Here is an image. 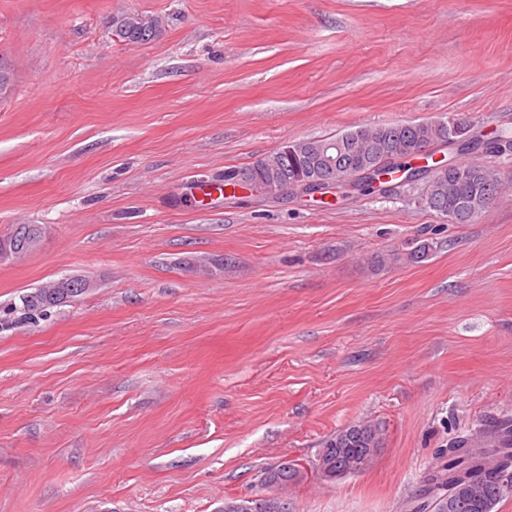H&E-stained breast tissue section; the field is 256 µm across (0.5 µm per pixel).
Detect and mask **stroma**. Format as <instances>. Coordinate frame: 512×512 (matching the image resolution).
<instances>
[{"label": "stroma", "instance_id": "obj_1", "mask_svg": "<svg viewBox=\"0 0 512 512\" xmlns=\"http://www.w3.org/2000/svg\"><path fill=\"white\" fill-rule=\"evenodd\" d=\"M122 13L159 15L128 44ZM0 512H224L288 459L292 512H417L456 435L512 419V153L476 223L424 180L324 202L204 194L289 142L461 119L512 132V0H0ZM429 244L425 260L407 253ZM386 439L330 481L325 441ZM40 232V226L38 225H30L27 228L26 233V243L24 246L22 245H16V242L14 240H8V239H1L0 240V262H5L7 260H12L14 258H17L19 256H22V254L27 249V242L36 238L37 235ZM47 286L45 287H39V288H36L35 291L33 292H29V293H26V294H23L22 296H25V295H30L32 297H34V301L36 302V305L40 308H44L46 310L44 311H41L40 313H37L36 315H29L27 311H31L28 306H27V303H24L22 302L21 300V297H20V302H21V305H17L14 303H9L7 304L6 306L2 307L0 306V313H4L5 317L2 318V315L0 317V326H2V321H5L7 323H11V324H16V323H22V322H28V323H33V322H36L37 320L45 317L48 315V310L52 308V306H50L49 304V299H50V296H51V292L49 291L51 288H46ZM33 294H37V296L33 295Z\"/></svg>", "mask_w": 512, "mask_h": 512}]
</instances>
